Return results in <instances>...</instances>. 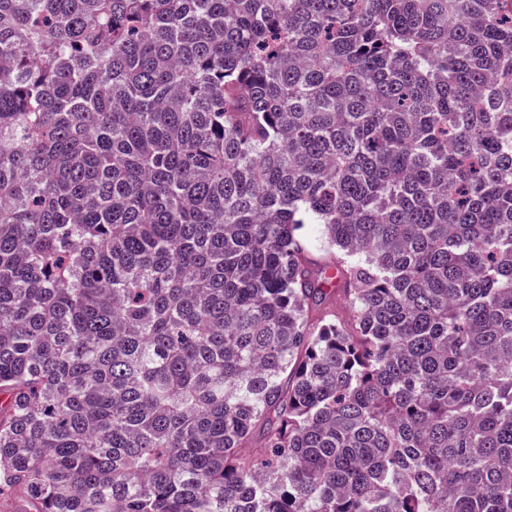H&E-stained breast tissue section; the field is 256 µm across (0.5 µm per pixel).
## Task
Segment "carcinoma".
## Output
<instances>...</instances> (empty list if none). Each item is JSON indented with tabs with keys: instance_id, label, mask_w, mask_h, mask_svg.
<instances>
[{
	"instance_id": "cac0c4a2",
	"label": "carcinoma",
	"mask_w": 512,
	"mask_h": 512,
	"mask_svg": "<svg viewBox=\"0 0 512 512\" xmlns=\"http://www.w3.org/2000/svg\"><path fill=\"white\" fill-rule=\"evenodd\" d=\"M510 3L0 0V512H512Z\"/></svg>"
}]
</instances>
